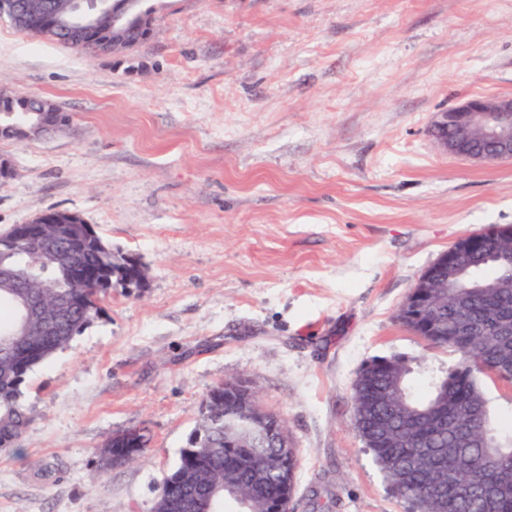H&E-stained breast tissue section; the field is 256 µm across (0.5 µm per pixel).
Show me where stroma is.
I'll return each instance as SVG.
<instances>
[{"instance_id":"35a3bbf8","label":"stroma","mask_w":512,"mask_h":512,"mask_svg":"<svg viewBox=\"0 0 512 512\" xmlns=\"http://www.w3.org/2000/svg\"><path fill=\"white\" fill-rule=\"evenodd\" d=\"M133 57L0 20V90L64 132L0 140V232L47 210L137 256L143 288L31 372L0 451V512H151L207 392L242 376L299 450L297 512H412L352 430L373 359L448 369L398 309L459 237L512 224V162L448 155L430 126L512 96V0H162ZM144 429L143 459L98 451ZM128 431H135L138 433L137 438L139 439V443L137 445V448H141L139 455L137 458H140L144 455L147 445H148V438L144 431L142 429H128L125 431H122L121 433L113 434V436L106 442L103 448H100L99 450V460H98V467H97V475L99 477L102 476V474L108 472L112 468H119L124 466L125 464L129 463L131 461V458L134 456L137 448H130V452L122 455H113V454H121L124 452L125 448L128 447V443L125 440L124 434ZM112 458V465L107 463L108 458ZM136 458V459H137Z\"/></svg>"}]
</instances>
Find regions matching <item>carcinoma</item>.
<instances>
[{
    "label": "carcinoma",
    "instance_id": "carcinoma-1",
    "mask_svg": "<svg viewBox=\"0 0 512 512\" xmlns=\"http://www.w3.org/2000/svg\"><path fill=\"white\" fill-rule=\"evenodd\" d=\"M23 99H0V122L34 121ZM37 224H15L0 232V266L12 269L22 287L41 295L46 304L65 311V326L36 341L14 337L0 345V450L9 448L31 418L21 403L22 387L35 367L67 348L74 337L99 317L102 298L121 278L112 276V246L90 224L70 225L68 238L53 244L57 251L72 240L82 243L85 277L57 266L52 256L39 258L24 238ZM463 267L483 272L489 288L449 292L439 307L440 336H426L431 349L457 354L447 371L429 370L423 387L414 389L409 361L378 358L360 370L351 387V426L386 475L392 491L413 504L416 512H512V431L501 429L480 385V376L512 383V240L467 256ZM465 313L469 331L457 335V316ZM18 309L0 291V340L12 332ZM205 408L181 449L178 464L167 476L199 495L228 483L258 509L285 506L292 500L298 454L279 448H227L224 445V394L214 386ZM128 443L114 434L99 450L97 475L112 469L107 459ZM438 485L448 498L429 493Z\"/></svg>",
    "mask_w": 512,
    "mask_h": 512
}]
</instances>
